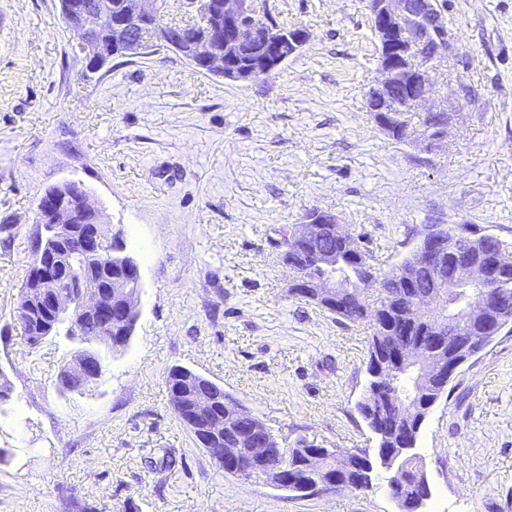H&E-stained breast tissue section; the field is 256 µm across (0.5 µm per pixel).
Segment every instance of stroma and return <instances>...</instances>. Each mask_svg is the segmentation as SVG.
<instances>
[{
	"label": "stroma",
	"instance_id": "obj_1",
	"mask_svg": "<svg viewBox=\"0 0 512 512\" xmlns=\"http://www.w3.org/2000/svg\"><path fill=\"white\" fill-rule=\"evenodd\" d=\"M454 34L428 101L440 140H394L368 92L381 80L367 0H266L308 31L252 81L159 49L98 71L75 54L58 0H0V512H399L373 487L300 497L224 474L177 420L167 375L223 386L282 447L361 449L369 330L290 296L281 230L313 208L360 235L376 274L431 225L512 243V0H438ZM84 185L141 265L139 319L99 382L62 391L78 350L29 346L13 309L46 189ZM418 453L428 512H512V331L463 365Z\"/></svg>",
	"mask_w": 512,
	"mask_h": 512
}]
</instances>
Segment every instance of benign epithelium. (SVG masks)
I'll return each mask as SVG.
<instances>
[{
  "label": "benign epithelium",
  "mask_w": 512,
  "mask_h": 512,
  "mask_svg": "<svg viewBox=\"0 0 512 512\" xmlns=\"http://www.w3.org/2000/svg\"><path fill=\"white\" fill-rule=\"evenodd\" d=\"M191 11L205 9L208 20L189 34L159 21L160 0H122L119 9L107 4L90 5L84 0H59L65 21L79 37L77 48L95 70L112 56H135L149 45L174 50L196 69L233 81H249L267 75L284 61L283 51L295 53L308 39L307 30H288L255 18L254 0H186ZM369 19L379 42L381 83L369 91L378 125L387 132L405 122V113L424 100L430 86V64L451 49L448 25L437 0H369ZM42 215L35 248L37 265L50 275L56 292L44 296L54 319L67 325L70 336L83 337L79 315L97 317L112 332L113 318L120 315L134 333L139 317L138 297L142 287L137 260L125 252L123 235L109 232L102 243L97 231L106 227L89 192L80 184L65 182L52 195L39 202ZM333 215L310 214L304 223L287 230L283 262L291 269L311 260L329 270L336 266L338 252L332 242H350ZM418 267L465 266L473 283L483 288L464 310L465 318L480 335L457 337L455 324L448 323V347L455 357L449 368L443 364L424 366V382L452 377L466 362L484 350L483 343L498 337L506 323L496 314L494 284L504 270L512 268V256L502 247L480 248L476 241L447 234L438 226L428 227L415 250ZM118 268L121 274L112 276ZM290 293L318 302L325 309H341L346 288L332 276H293ZM97 342H89L83 355L67 368L66 375L81 378L85 387L96 384L102 375V362L96 356ZM185 424L201 447L210 448L224 433V411L214 410V400L204 393L194 394L183 407ZM254 433L261 436L251 448L256 460L270 459L268 429L256 421ZM322 449L308 453L300 464L302 477L285 476L280 468L269 466L258 471L241 463L238 449L225 448L217 458L233 475L249 480L261 473L273 485L304 496L336 490V474L322 468Z\"/></svg>",
  "instance_id": "benign-epithelium-1"
}]
</instances>
